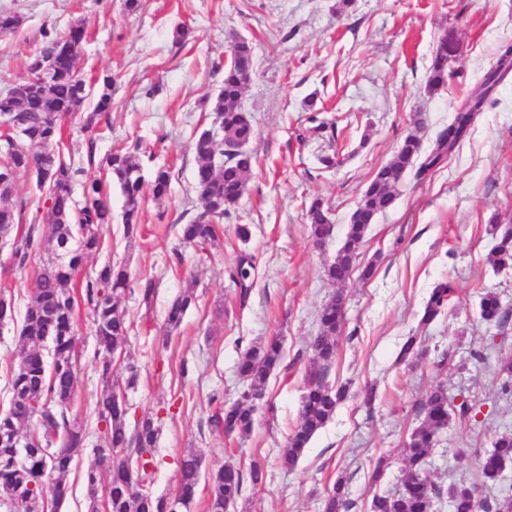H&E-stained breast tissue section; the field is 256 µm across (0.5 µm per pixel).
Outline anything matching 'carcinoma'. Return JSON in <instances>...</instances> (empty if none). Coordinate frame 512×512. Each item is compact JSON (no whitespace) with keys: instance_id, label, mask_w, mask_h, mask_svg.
Here are the masks:
<instances>
[{"instance_id":"1","label":"carcinoma","mask_w":512,"mask_h":512,"mask_svg":"<svg viewBox=\"0 0 512 512\" xmlns=\"http://www.w3.org/2000/svg\"><path fill=\"white\" fill-rule=\"evenodd\" d=\"M85 36L81 24L66 31L54 26L40 30V45L27 57L26 72H37L42 62L50 59L60 61V69L46 83L12 88L16 104L23 109L22 127L0 133V172H8L10 185L3 196L5 203L0 204V238L14 245L13 261L20 269L42 250L53 254L36 276L8 375L10 407L0 413V488L10 491L9 499L19 512H46L49 506H58L67 493L65 478L74 455L83 448V428L69 419L79 372L75 291H80L90 309L91 332L97 344L94 363L104 378L112 375L114 356L131 329L118 310V300L129 287L123 267L108 261L94 274L78 279L85 259L99 250L103 232L112 224V207L98 179L85 181L81 197H76L77 177L87 166H97L110 174L124 198L122 224L127 238L139 232L147 195L155 199L165 196L173 177L171 168L161 166L153 170L150 179H145L137 155L129 151H116L100 159L94 138L87 143L86 166L77 167L62 155L59 145L66 120L92 103L93 111L85 118V125L90 127L112 108L110 78H103L91 91H83L85 81L76 69V48ZM448 40V34H442L433 50L425 82L429 93L448 85L454 77L448 66L452 57ZM511 50V43L499 47L496 66L456 109L448 126L436 134L432 148L424 150L422 139L410 133L372 175L350 216L344 242L325 269L328 280L337 289L321 306L319 332L307 345L310 359L299 420L279 456L284 469L295 468L311 438L329 422L345 397L343 389L329 386L327 376L336 360L337 337L345 320L344 286L356 267L358 249L370 224L378 213L394 205L397 188L407 173L414 172L418 180L425 178L464 139L499 79L512 71V60L506 57ZM252 61L251 43L242 38L234 40L230 58L224 64L223 84L214 96L206 98L222 135L213 138L205 128H198L193 134V191L203 204V211L181 226L180 237L185 245L198 247L214 240L219 221L235 210L246 191L254 157L241 144L252 141L255 126L251 115L241 106V97L250 81ZM23 177L40 194L34 209L27 198L15 197L18 180ZM306 216L316 240L331 237L330 209L323 199H314ZM489 224L495 244L488 253V263L496 271L512 268V218L503 219L496 214ZM253 268L254 260L250 259L230 272V279L241 287L242 305L249 298L246 281ZM451 294L448 283L437 284L424 306L421 324H430L444 314ZM193 299V289L189 287L171 302L166 312L168 328L179 327ZM480 317L499 326L507 323L509 311L503 308L497 292L490 290L482 295ZM46 342L51 344L49 361L43 354ZM283 362L282 343L273 337L241 353L236 374L247 391L259 395L271 372ZM497 373L502 379L501 393L512 397L511 357L498 360ZM96 408L100 422L105 425L104 445L96 449V454L99 461L112 463L107 480L109 512H167L166 503L173 498L182 507H189L198 489L202 454L191 448L182 455L174 497L146 498L131 490L129 478L147 485L154 481L159 434L156 421L145 414L129 423V407L114 387L99 395ZM418 409L422 421L403 443L401 488L393 494H374L370 512H434L436 503L444 499L442 487L427 476L434 448L439 444L441 431L453 420H472L474 406L466 399L458 405L448 401L447 390L437 386L426 394ZM255 412L253 404L235 401L224 408V415L214 417L211 425L227 432L248 434L254 426ZM508 467H512V432L498 435L493 448L482 457L478 482L454 489L450 501L453 512H475L479 507L483 512H512L510 496L481 500L475 497L480 488L495 483ZM264 477L265 462L261 458L252 459L246 474L231 465L212 470L208 512H226L227 505L242 496L245 483L255 487L263 484ZM86 479L90 512H99L101 473L92 467ZM48 483L53 491L50 502L44 497V486ZM355 509L356 501L348 497L344 482L338 481L325 489L324 512Z\"/></svg>"}]
</instances>
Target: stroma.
<instances>
[{"label": "stroma", "mask_w": 512, "mask_h": 512, "mask_svg": "<svg viewBox=\"0 0 512 512\" xmlns=\"http://www.w3.org/2000/svg\"><path fill=\"white\" fill-rule=\"evenodd\" d=\"M125 11L123 0H0V11L21 17L15 32L0 34V91L23 76L25 57L39 45L43 26L84 25L87 40L77 59L83 78L113 81L109 128L96 152L105 156L138 150L144 172L169 166L168 194L146 199L140 231L125 239L121 222L105 233L101 251L85 271L122 262L131 289L119 309L131 324L111 378L94 366L90 312L75 302L82 370L70 412L86 434L67 477L68 492L57 512H87L85 474L104 443L93 403L109 384H123L127 365L138 370L126 393L130 421L153 415L160 427L152 491L171 493L185 450L203 452L204 470L231 464L248 469L265 461L263 485L246 486L228 512H323V491L344 480L360 512L374 493L395 492L402 478L401 448L420 424L422 397L441 385L449 400H469L478 415L455 422L440 435L431 478L443 488L476 480L479 463L497 435L512 431V398L499 392L492 366L476 363L472 348L495 339L497 356L512 354V321L505 327L479 318L486 290L512 309V269L496 271L487 254L494 244L488 220L512 215V76L494 91L469 135L424 180L406 176L394 206L371 224L358 266L374 264L371 280L352 277L346 290V324L327 381L346 387L345 399L310 442L294 470L281 467L279 451L298 421L306 347L319 330L318 312L334 293L324 267L341 247L346 225L373 172L396 144L419 131L424 144L447 126L455 108L512 41V0H142ZM185 27L184 44L173 41ZM449 33L458 45L450 66L457 76L433 94L424 90L436 38ZM254 47V73L241 99L253 118L257 157L247 191L219 226L218 240L182 247L180 227L201 211L193 184L194 128L213 116L203 100L220 88L217 61L235 37ZM424 127H417L416 119ZM335 126L336 140L315 133L316 123ZM335 154V168L319 158ZM321 197L331 206L333 237L311 239L305 206ZM251 231L241 241L238 225ZM182 249L183 264L172 263ZM256 270L251 293L240 302L228 272L242 253ZM47 253L20 269L0 254V291L11 295L12 320L0 323V409L8 405L7 371L38 271ZM157 283L144 303L140 280ZM450 282L456 294L439 319L424 326L422 310L433 287ZM194 301L180 327L167 331L165 310L186 285ZM426 351L415 362H397L408 336ZM271 336L281 337L289 370L274 371L257 400L249 435H226L210 426L212 415L243 390L235 374L240 353ZM374 389L373 409L363 404ZM389 467L377 487L367 474L378 457Z\"/></svg>", "instance_id": "1"}]
</instances>
